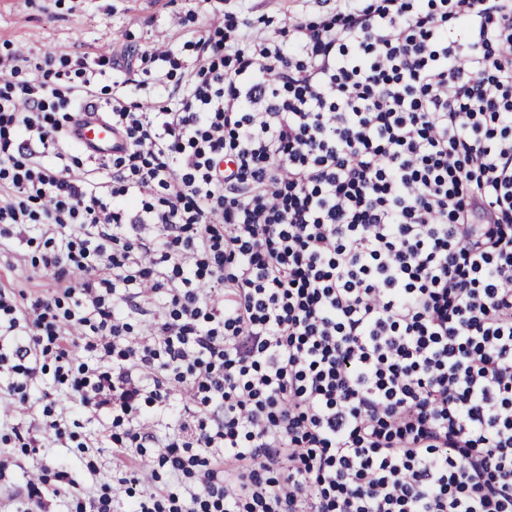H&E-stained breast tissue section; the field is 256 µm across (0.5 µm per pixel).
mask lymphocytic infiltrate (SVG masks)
<instances>
[{"mask_svg":"<svg viewBox=\"0 0 512 512\" xmlns=\"http://www.w3.org/2000/svg\"><path fill=\"white\" fill-rule=\"evenodd\" d=\"M196 44L171 92L112 90L98 172L70 131L111 57L0 58V244L36 226L59 284L0 289L9 395L50 365L85 410L112 393L117 454L155 451L125 512H512V0Z\"/></svg>","mask_w":512,"mask_h":512,"instance_id":"lymphocytic-infiltrate-1","label":"lymphocytic infiltrate"}]
</instances>
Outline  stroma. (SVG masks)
<instances>
[{
    "mask_svg": "<svg viewBox=\"0 0 512 512\" xmlns=\"http://www.w3.org/2000/svg\"><path fill=\"white\" fill-rule=\"evenodd\" d=\"M326 10L320 0H0V54L23 48L37 61L47 52L60 58L90 50L113 55L119 62L104 77V84L126 78L140 82L149 77L141 61L144 53L164 45L181 68L191 64L197 55L194 37L222 29L225 13L248 19L274 36L288 12L312 18ZM181 68L173 72L170 85L181 80ZM40 255L37 246L17 240L0 253V286L12 292L18 303L28 304L56 286L52 274L37 268ZM52 384V374L42 375L27 404L10 414L0 413V422L17 426L37 448L36 453L26 454L0 443V512H19L34 474L82 478V461L88 456L96 462L101 480L118 481L110 441L89 452L60 447L43 434V395Z\"/></svg>",
    "mask_w": 512,
    "mask_h": 512,
    "instance_id": "obj_1",
    "label": "stroma"
}]
</instances>
